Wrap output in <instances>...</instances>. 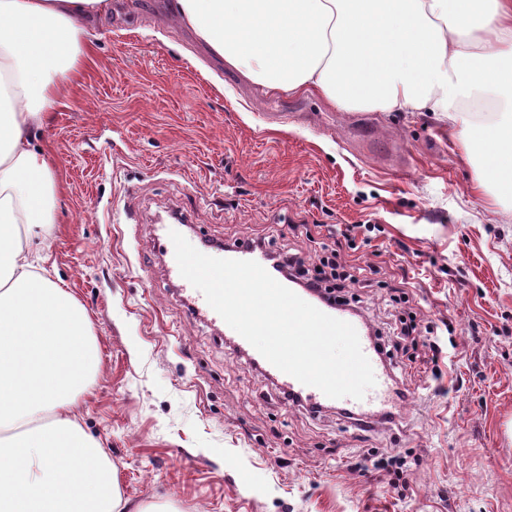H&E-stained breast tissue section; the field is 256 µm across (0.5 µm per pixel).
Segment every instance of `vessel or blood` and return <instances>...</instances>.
I'll return each mask as SVG.
<instances>
[{
	"instance_id": "obj_1",
	"label": "vessel or blood",
	"mask_w": 512,
	"mask_h": 512,
	"mask_svg": "<svg viewBox=\"0 0 512 512\" xmlns=\"http://www.w3.org/2000/svg\"><path fill=\"white\" fill-rule=\"evenodd\" d=\"M170 225L161 224L157 227V247L165 258V266L169 277L176 280L185 301L189 305V311L193 315L205 316L216 327L221 328L224 337L233 344L235 352L247 356L269 378L277 381L284 388L285 392L300 397L308 407L323 409L336 408L347 411L353 418L365 421L374 417H384L389 413L391 403V387L389 375L381 360L380 354L374 346L370 336L366 332L365 324L356 319L348 310L329 304H321L322 312L351 323L356 329L363 353L370 361L376 384L367 391L363 399L356 400L350 397L332 399L324 395L319 389L306 386L297 381L294 377L280 371L267 361L250 343L241 335L228 327L220 315L215 312L207 303L204 295L199 294L187 280L182 279L177 262L175 260L174 246L169 237ZM206 255L236 260L262 261L261 251L247 242L236 245L235 249L224 250L221 248L209 247L205 250Z\"/></svg>"
}]
</instances>
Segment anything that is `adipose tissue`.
Instances as JSON below:
<instances>
[{"label":"adipose tissue","mask_w":512,"mask_h":512,"mask_svg":"<svg viewBox=\"0 0 512 512\" xmlns=\"http://www.w3.org/2000/svg\"><path fill=\"white\" fill-rule=\"evenodd\" d=\"M226 64L348 112H438L487 151L476 190L512 195V0H176ZM112 0H0V512L128 505L74 407L99 368L90 320L28 258L60 189L37 136ZM492 105L483 124L468 103Z\"/></svg>","instance_id":"adipose-tissue-1"}]
</instances>
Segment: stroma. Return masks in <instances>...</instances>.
<instances>
[{"instance_id": "obj_1", "label": "stroma", "mask_w": 512, "mask_h": 512, "mask_svg": "<svg viewBox=\"0 0 512 512\" xmlns=\"http://www.w3.org/2000/svg\"><path fill=\"white\" fill-rule=\"evenodd\" d=\"M171 3L112 0L39 137L62 194L32 257L89 315L101 366L76 413L124 496L179 512H512V198L474 191L479 157L448 121L266 91ZM168 207L194 245L285 218V244L311 253L313 225L351 229L344 259L379 269L350 288L358 310L379 330L416 312L448 343L441 379L375 430L285 403L187 314L153 240ZM373 448L403 453L406 488L348 469Z\"/></svg>"}]
</instances>
